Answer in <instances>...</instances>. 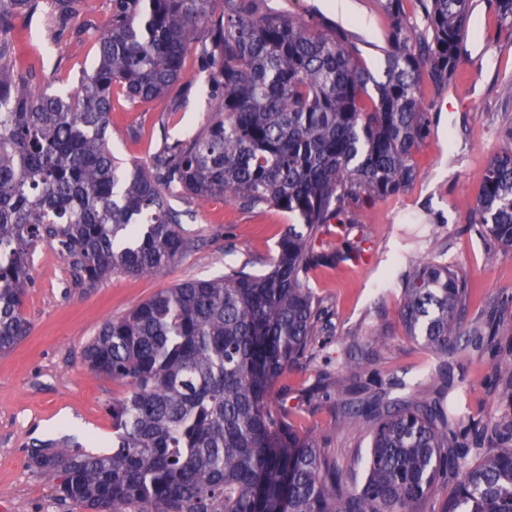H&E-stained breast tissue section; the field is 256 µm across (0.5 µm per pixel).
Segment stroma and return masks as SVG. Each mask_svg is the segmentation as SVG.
<instances>
[{"label": "stroma", "mask_w": 512, "mask_h": 512, "mask_svg": "<svg viewBox=\"0 0 512 512\" xmlns=\"http://www.w3.org/2000/svg\"><path fill=\"white\" fill-rule=\"evenodd\" d=\"M271 7L307 18H329L355 37L363 63L382 72L390 18L376 0H268ZM111 0H81L67 26L51 11L20 15L9 38L21 42L19 68L34 86L55 92L77 85L95 63L96 37L109 21ZM206 39L197 30L185 74L165 95L132 101L112 93L115 156L151 162L165 142L185 138L207 119L209 69L199 55ZM429 135L416 153V181L399 195L375 201L362 215L356 235L365 239L358 261H331L310 268L305 278L324 311L321 330L307 360L275 383L295 429L312 437L321 453L361 485L372 429L362 424L337 428L336 411L351 397L342 363L368 351L365 372L382 382L397 379L404 390L393 397H434L446 365L458 416L479 428L502 415L499 369H512V339L502 336L500 352L463 351L439 357L409 336L401 319L406 274L432 246L467 284L466 326H486L490 308L512 315V251L506 252L470 223L487 161L512 126V29L500 25L488 0H473L467 52L448 89L425 85ZM192 250L163 271L143 277L114 273L95 287L70 281L66 262L51 248L37 249L33 285L23 307L32 331L7 355H0V512H68L31 460L42 441L112 438L106 407L127 391L123 383L97 377L82 359L86 345L108 319L125 316L158 292L186 281L223 274L225 266L252 274L267 270L293 218L274 207L252 210L216 198L199 204L174 194Z\"/></svg>", "instance_id": "stroma-1"}]
</instances>
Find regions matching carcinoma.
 Returning <instances> with one entry per match:
<instances>
[{
  "label": "carcinoma",
  "mask_w": 512,
  "mask_h": 512,
  "mask_svg": "<svg viewBox=\"0 0 512 512\" xmlns=\"http://www.w3.org/2000/svg\"><path fill=\"white\" fill-rule=\"evenodd\" d=\"M64 23L80 0H52ZM391 17L377 77L348 30L310 22L266 0H112L97 58L79 86L51 94L17 71L4 36L43 0H0V354L30 333L23 314L37 247L67 261L91 288L115 273L155 274L192 247L169 196L216 197L244 208L276 207L297 223L270 269L167 288L84 349L90 371L128 386L112 402V451L40 443L31 459L58 500L85 512H418L458 481L444 512H512V415L471 429L438 396L390 400L379 387L336 413L340 428L372 423L366 481L344 487L314 441L271 400L298 363L323 311L304 281L333 256L354 260L349 239L366 205L404 192L428 135L422 78L448 86L464 52L472 0H415L423 25L404 20V0H376ZM210 61V118L150 164H123L109 149L112 88L134 99L167 93L184 76L193 32ZM488 162L470 223L512 250V127ZM344 232L331 256L317 232ZM466 285L437 252L403 288V320L442 356L473 344L495 348L511 324L491 315L488 336L460 316ZM493 449L484 450L485 443Z\"/></svg>",
  "instance_id": "carcinoma-1"
}]
</instances>
